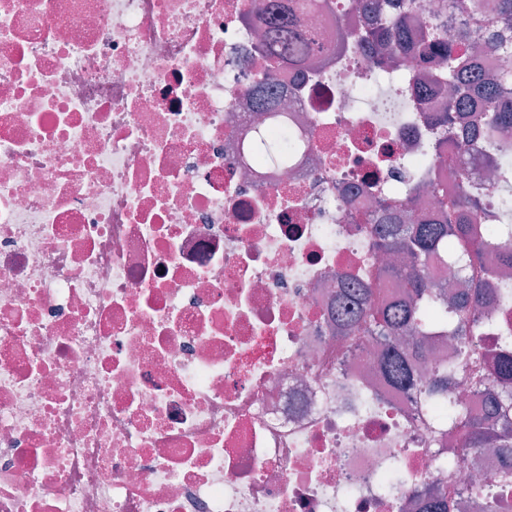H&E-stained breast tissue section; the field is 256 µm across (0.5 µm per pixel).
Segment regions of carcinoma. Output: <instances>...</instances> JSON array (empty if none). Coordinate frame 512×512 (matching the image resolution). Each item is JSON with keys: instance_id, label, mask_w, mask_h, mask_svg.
Wrapping results in <instances>:
<instances>
[{"instance_id": "cac0c4a2", "label": "carcinoma", "mask_w": 512, "mask_h": 512, "mask_svg": "<svg viewBox=\"0 0 512 512\" xmlns=\"http://www.w3.org/2000/svg\"><path fill=\"white\" fill-rule=\"evenodd\" d=\"M361 24L342 34V41L355 38L359 44H374L392 57L411 51L426 58L436 56L435 67L426 70V84L437 91L450 86L460 92L455 103L448 104V125L471 130L462 143L469 150L476 135V124L485 129L512 125V0H497L494 17L482 12L483 0H439L435 4L438 19L426 25L408 22L413 0H404L403 11L383 18L378 0H357ZM263 40L268 51L281 62L293 64L310 50L307 36L292 26L288 16L270 11L264 14ZM496 49L501 65L490 71L479 65L483 56L475 45ZM288 156V136L282 132L261 142L256 161L274 163ZM447 212L426 224H401L396 217L375 216L380 227L378 246L385 252L406 254L423 263L448 261L453 254L465 261L460 290L449 297L427 281L416 267L401 272L405 293L387 303L373 300L369 288L343 289L344 306L336 312V332L344 337L357 333L383 345L380 370L393 387L412 386L424 393L429 425L440 427L452 422L463 434L461 457L483 448H493L501 456L512 457V357L504 354L473 357L469 348L478 341L475 312L481 307L484 289L467 286L469 264L480 249L489 246L497 230L483 225L484 204L473 193L462 189L450 199L437 189ZM418 327L448 328L454 341L452 351L461 346L457 369L465 389L484 387L488 381L497 386L495 409L485 418L466 414L460 400L448 397L442 374L448 371L445 359L433 364L437 379H421L417 359L421 344L405 340ZM448 492L432 487L428 505L422 512H448Z\"/></svg>"}]
</instances>
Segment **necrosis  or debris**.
<instances>
[{
    "label": "necrosis or debris",
    "mask_w": 512,
    "mask_h": 512,
    "mask_svg": "<svg viewBox=\"0 0 512 512\" xmlns=\"http://www.w3.org/2000/svg\"><path fill=\"white\" fill-rule=\"evenodd\" d=\"M262 7L0 0V512H404L433 484L512 512L497 454L438 470L452 430L332 328L347 283L398 295L368 217L437 211L422 161L512 227L503 180L458 177L414 56L338 51L350 0H317L293 68ZM283 125L287 162L251 165ZM477 318L503 352L512 302Z\"/></svg>",
    "instance_id": "necrosis-or-debris-1"
}]
</instances>
